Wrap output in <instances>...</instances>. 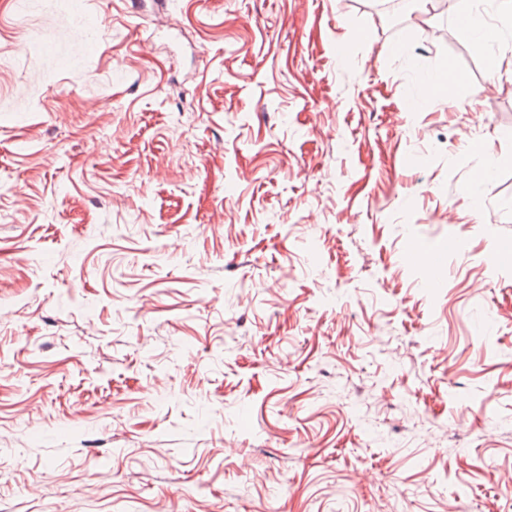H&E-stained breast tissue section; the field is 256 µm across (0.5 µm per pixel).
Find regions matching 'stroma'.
Masks as SVG:
<instances>
[{"label": "stroma", "mask_w": 512, "mask_h": 512, "mask_svg": "<svg viewBox=\"0 0 512 512\" xmlns=\"http://www.w3.org/2000/svg\"><path fill=\"white\" fill-rule=\"evenodd\" d=\"M375 2L0 0V512H512V73ZM457 81L458 78L456 76L450 77V82L447 86L448 70L443 69L433 72L429 74L423 82L425 94L439 96L445 100H451Z\"/></svg>", "instance_id": "stroma-1"}]
</instances>
